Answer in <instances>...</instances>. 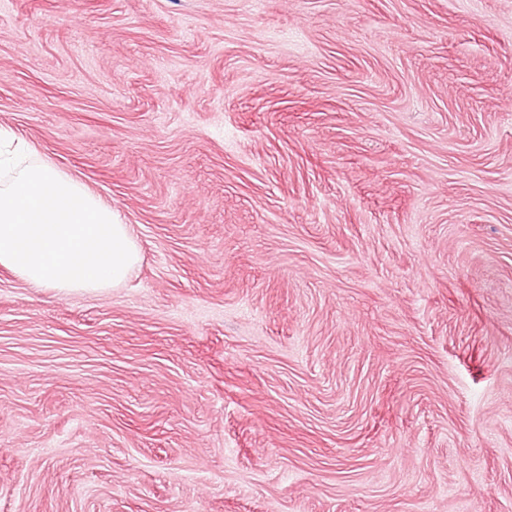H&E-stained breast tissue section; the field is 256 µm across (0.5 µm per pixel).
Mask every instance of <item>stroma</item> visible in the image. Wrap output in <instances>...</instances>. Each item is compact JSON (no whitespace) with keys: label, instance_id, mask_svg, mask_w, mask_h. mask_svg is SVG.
<instances>
[{"label":"stroma","instance_id":"stroma-1","mask_svg":"<svg viewBox=\"0 0 512 512\" xmlns=\"http://www.w3.org/2000/svg\"><path fill=\"white\" fill-rule=\"evenodd\" d=\"M0 128L140 248L0 267V512H512V0H0Z\"/></svg>","mask_w":512,"mask_h":512}]
</instances>
